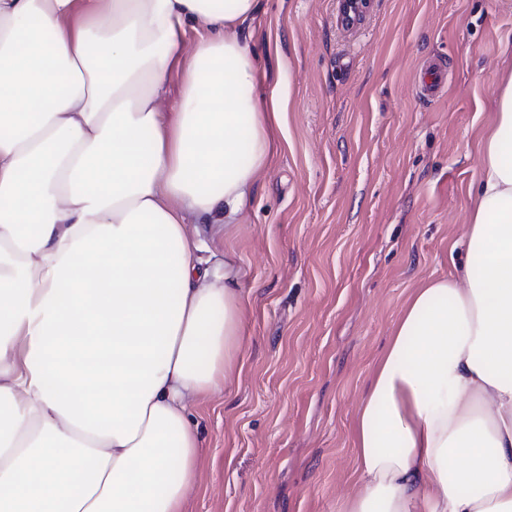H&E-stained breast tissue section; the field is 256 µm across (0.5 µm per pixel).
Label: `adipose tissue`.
<instances>
[{"mask_svg":"<svg viewBox=\"0 0 512 512\" xmlns=\"http://www.w3.org/2000/svg\"><path fill=\"white\" fill-rule=\"evenodd\" d=\"M259 6L0 0V512H186L190 405L230 385L247 307L209 242L287 110L255 95ZM481 154L460 273L405 306L338 512H512V78Z\"/></svg>","mask_w":512,"mask_h":512,"instance_id":"ef3b65f1","label":"adipose tissue"}]
</instances>
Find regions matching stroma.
<instances>
[{"label":"stroma","mask_w":512,"mask_h":512,"mask_svg":"<svg viewBox=\"0 0 512 512\" xmlns=\"http://www.w3.org/2000/svg\"><path fill=\"white\" fill-rule=\"evenodd\" d=\"M263 94L288 96L271 168L232 253L247 299L242 372L195 406L187 512H336L355 492L352 429L414 288L463 259L512 0H260L245 25ZM444 61L443 96L415 85Z\"/></svg>","instance_id":"1"}]
</instances>
